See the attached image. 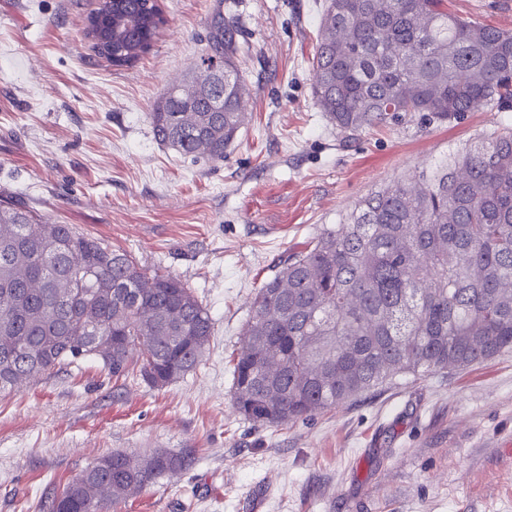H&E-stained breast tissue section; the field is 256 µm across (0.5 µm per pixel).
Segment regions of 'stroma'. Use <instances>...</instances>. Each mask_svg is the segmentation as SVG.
<instances>
[{"label":"stroma","instance_id":"35a3bbf8","mask_svg":"<svg viewBox=\"0 0 512 512\" xmlns=\"http://www.w3.org/2000/svg\"><path fill=\"white\" fill-rule=\"evenodd\" d=\"M97 0H0V200L177 277L214 322L195 370L163 387L139 363L83 360L0 394V512H47L111 452L192 463L111 512H512V349L272 427L231 397L232 353L264 282L372 190L416 181L512 124L409 117L347 139L312 95L324 0H160L166 25L117 68L84 33ZM512 30V0H448ZM234 18L248 122L223 161L160 144L147 118L190 83L216 17Z\"/></svg>","mask_w":512,"mask_h":512}]
</instances>
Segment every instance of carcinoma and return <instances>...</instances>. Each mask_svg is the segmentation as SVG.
Listing matches in <instances>:
<instances>
[{
    "instance_id": "obj_1",
    "label": "carcinoma",
    "mask_w": 512,
    "mask_h": 512,
    "mask_svg": "<svg viewBox=\"0 0 512 512\" xmlns=\"http://www.w3.org/2000/svg\"><path fill=\"white\" fill-rule=\"evenodd\" d=\"M166 18L155 2L98 0L85 34L115 67L141 59ZM192 83L148 113L156 139L212 162L246 122L231 22L210 31ZM313 97L336 127L363 131L417 115L458 120L512 109V31L448 12L445 0H325ZM214 331L180 280L76 231L0 209V393L99 359L112 375L143 349L163 387L193 371ZM232 359V400L268 426L313 415L406 375L467 368L512 349V127L466 144L411 184L370 192L258 289ZM191 463L183 452L98 458L49 512H108Z\"/></svg>"
}]
</instances>
